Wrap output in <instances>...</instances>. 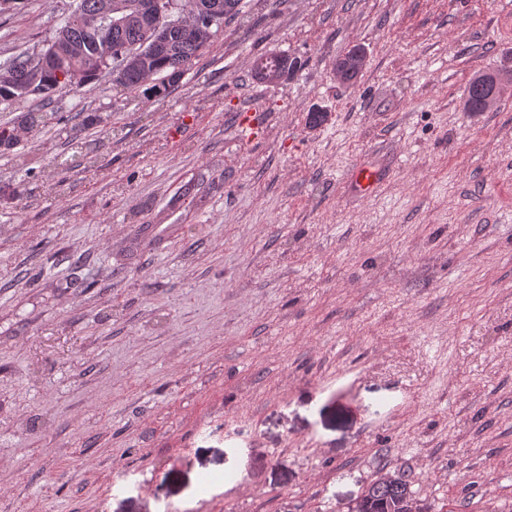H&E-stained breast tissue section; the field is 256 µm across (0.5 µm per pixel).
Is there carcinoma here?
Wrapping results in <instances>:
<instances>
[{"label": "carcinoma", "mask_w": 512, "mask_h": 512, "mask_svg": "<svg viewBox=\"0 0 512 512\" xmlns=\"http://www.w3.org/2000/svg\"><path fill=\"white\" fill-rule=\"evenodd\" d=\"M101 2L78 0L71 12L74 19L64 18L63 26L51 42L59 49L55 68L45 70L39 67V55L34 58L18 55L4 61L15 70L17 81L11 88H0V105L10 107L28 98L24 80L34 70L39 74L43 87L39 97L45 102L51 101L53 96L71 90V87L58 81L57 71L73 68L84 72L86 84L106 73L112 77V82L129 90H136L153 79L155 83L151 90L154 96L165 97L169 94V88L182 79L192 61L209 48L215 35L212 31L200 39H189L179 30L171 29L165 42L155 48L152 35L148 34V24L140 16L142 0H112V18L100 22L97 28L87 26L86 20L98 16ZM104 44L114 60L133 50L140 52L147 58V68L118 71L111 66L99 69L98 47ZM492 80L491 76H482L469 82L464 93L465 111L473 114L486 111L487 84ZM411 496L409 482L401 477L388 484L374 482L362 507L366 508V512H404L405 501Z\"/></svg>", "instance_id": "obj_1"}]
</instances>
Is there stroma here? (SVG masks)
<instances>
[{"mask_svg":"<svg viewBox=\"0 0 512 512\" xmlns=\"http://www.w3.org/2000/svg\"><path fill=\"white\" fill-rule=\"evenodd\" d=\"M244 3L164 101L0 109L48 114L0 148V512H512V0ZM75 5L12 0L0 61ZM492 80H494L492 76H482L474 78L469 82L464 93L465 112L479 114L480 112L487 111L485 104L488 108L494 105L498 94L493 91L487 96V84ZM349 179L365 196L375 194L381 185L382 175L379 170L368 165H359L352 169ZM381 481L392 483H377L376 481L370 485V491H367L356 501L360 503L366 496V501L360 505H356V509L366 508V511L352 512H404V504L407 498L412 497L410 484L402 477L385 474L379 478Z\"/></svg>","mask_w":512,"mask_h":512,"instance_id":"stroma-1","label":"stroma"}]
</instances>
